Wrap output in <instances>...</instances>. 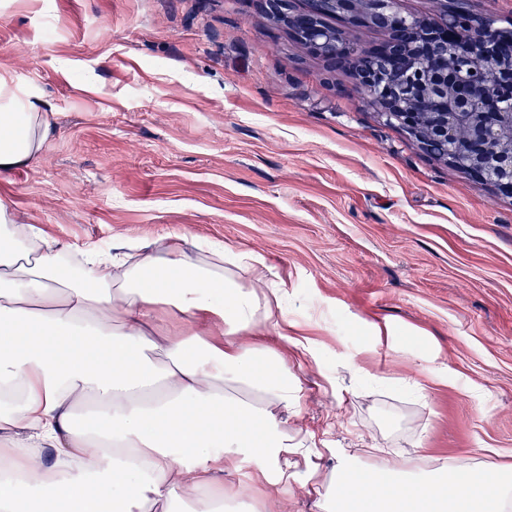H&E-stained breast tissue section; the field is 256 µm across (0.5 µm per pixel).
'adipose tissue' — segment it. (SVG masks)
<instances>
[{"instance_id": "adipose-tissue-1", "label": "adipose tissue", "mask_w": 512, "mask_h": 512, "mask_svg": "<svg viewBox=\"0 0 512 512\" xmlns=\"http://www.w3.org/2000/svg\"><path fill=\"white\" fill-rule=\"evenodd\" d=\"M37 93L0 75V171L29 164L49 124ZM282 287L263 261L224 247L196 259L126 264L111 251L47 241L0 203V512H224L216 474L246 456L260 475H289L298 454L278 413L300 388L275 347L245 342L275 319ZM182 321L172 331L162 314ZM388 462L338 465L320 512H489L512 485ZM417 488L400 494L402 485Z\"/></svg>"}]
</instances>
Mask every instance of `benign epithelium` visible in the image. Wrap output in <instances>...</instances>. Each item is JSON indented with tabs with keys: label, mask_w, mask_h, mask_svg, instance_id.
I'll return each mask as SVG.
<instances>
[{
	"label": "benign epithelium",
	"mask_w": 512,
	"mask_h": 512,
	"mask_svg": "<svg viewBox=\"0 0 512 512\" xmlns=\"http://www.w3.org/2000/svg\"><path fill=\"white\" fill-rule=\"evenodd\" d=\"M312 13L288 0H260L295 41L331 63L350 61L363 98L406 129L429 154L512 197V31L445 7L439 21L406 14L401 0H315ZM351 13L396 35L360 53L327 17ZM493 72L495 80L485 75Z\"/></svg>",
	"instance_id": "7a95c632"
}]
</instances>
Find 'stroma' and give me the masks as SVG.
I'll return each mask as SVG.
<instances>
[{
	"mask_svg": "<svg viewBox=\"0 0 512 512\" xmlns=\"http://www.w3.org/2000/svg\"><path fill=\"white\" fill-rule=\"evenodd\" d=\"M0 73L49 136L0 202L59 243L182 238L282 283L301 388L287 486L246 459L236 512H320L344 454L512 464V197L426 153L257 0H0Z\"/></svg>",
	"mask_w": 512,
	"mask_h": 512,
	"instance_id": "obj_1",
	"label": "stroma"
}]
</instances>
